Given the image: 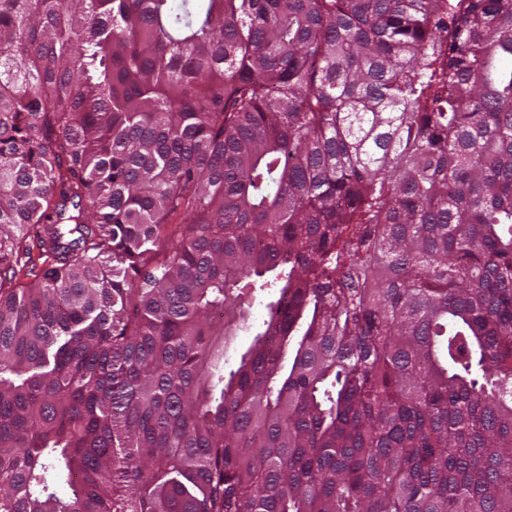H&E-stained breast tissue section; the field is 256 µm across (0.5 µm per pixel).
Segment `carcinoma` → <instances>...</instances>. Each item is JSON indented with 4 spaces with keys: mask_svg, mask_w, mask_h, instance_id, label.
Masks as SVG:
<instances>
[{
    "mask_svg": "<svg viewBox=\"0 0 512 512\" xmlns=\"http://www.w3.org/2000/svg\"><path fill=\"white\" fill-rule=\"evenodd\" d=\"M0 512H512V0H0ZM251 332L243 328L233 330L232 335L224 336V362L229 363L224 367L226 370L232 366L239 353L249 344Z\"/></svg>",
    "mask_w": 512,
    "mask_h": 512,
    "instance_id": "obj_1",
    "label": "carcinoma"
}]
</instances>
